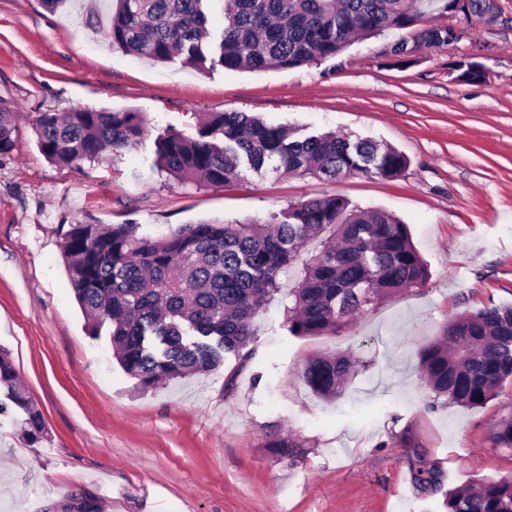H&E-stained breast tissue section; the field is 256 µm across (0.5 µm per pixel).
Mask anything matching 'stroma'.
<instances>
[{
    "label": "stroma",
    "instance_id": "35a3bbf8",
    "mask_svg": "<svg viewBox=\"0 0 512 512\" xmlns=\"http://www.w3.org/2000/svg\"><path fill=\"white\" fill-rule=\"evenodd\" d=\"M495 22L471 18L444 48L398 57L396 37L353 42L293 69L200 71L128 55L107 36L108 0H0V103L17 113L0 156V346L41 410L32 444L20 413L0 415V512H437L417 487L418 458L444 486L512 473L492 434L512 417V383L478 408L433 405L418 349L455 316L512 303V0ZM460 60L480 79L458 80ZM76 107L143 113L144 139L102 162L61 167L28 121ZM245 112L303 133L386 143L409 165L396 179L338 181L246 173L232 190L182 182L154 165L163 130L191 135L194 113ZM336 195L407 224L429 266L425 285L384 299L323 336L290 335L284 298L257 317L255 354L140 392L92 336L63 255L69 225L133 224L158 237L201 221H247ZM365 367L334 400L305 379L317 357ZM233 385H225L227 376ZM288 438V455L270 444Z\"/></svg>",
    "mask_w": 512,
    "mask_h": 512
}]
</instances>
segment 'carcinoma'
I'll return each mask as SVG.
<instances>
[{
    "mask_svg": "<svg viewBox=\"0 0 512 512\" xmlns=\"http://www.w3.org/2000/svg\"><path fill=\"white\" fill-rule=\"evenodd\" d=\"M210 0H116L108 37L139 58H182L198 69H290L340 55L355 36L371 38L420 25L409 47H445L459 38L429 19L458 12L482 18L486 0H224L222 30L214 34L205 12ZM32 129L41 152L59 165L95 161L144 136L140 112L74 108L39 112ZM14 113L0 106V155L15 145ZM198 137L165 132L155 140V164L178 179L233 188L243 170H283L336 180L350 175L396 178L408 159L391 146L325 132L296 136L293 129L245 112L199 116ZM322 237L287 291L285 324L294 336H319L348 325L365 307L424 284L428 265L408 226L379 210L337 196L294 204L270 220L186 224L160 238L139 237L133 224H71L64 257L76 299L91 334L107 329L113 356L148 390L161 382L208 372L232 356L244 366L256 316L282 292L279 274L301 248ZM421 376L447 404L477 408L512 382V305L463 313L418 351ZM348 354L312 360L311 389L339 396L357 374ZM7 350L0 348V414L14 405L25 414L35 442L45 427L38 409L16 386ZM414 482L438 490V463L417 459ZM444 512H512V474L445 493Z\"/></svg>",
    "mask_w": 512,
    "mask_h": 512,
    "instance_id": "obj_1",
    "label": "carcinoma"
}]
</instances>
